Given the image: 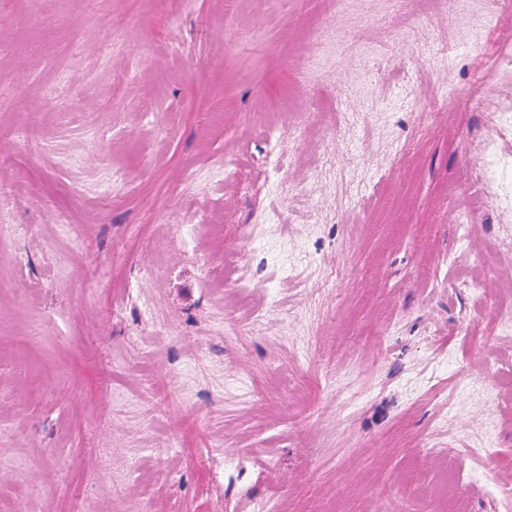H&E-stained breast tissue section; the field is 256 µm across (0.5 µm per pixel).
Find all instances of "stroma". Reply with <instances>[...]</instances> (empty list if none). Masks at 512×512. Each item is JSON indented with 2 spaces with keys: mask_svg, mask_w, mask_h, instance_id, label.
I'll return each mask as SVG.
<instances>
[{
  "mask_svg": "<svg viewBox=\"0 0 512 512\" xmlns=\"http://www.w3.org/2000/svg\"><path fill=\"white\" fill-rule=\"evenodd\" d=\"M483 2L315 44L324 0H0V512H431L449 461L497 512L512 459L467 445L512 450V196L475 203L471 161L512 12Z\"/></svg>",
  "mask_w": 512,
  "mask_h": 512,
  "instance_id": "stroma-1",
  "label": "stroma"
}]
</instances>
